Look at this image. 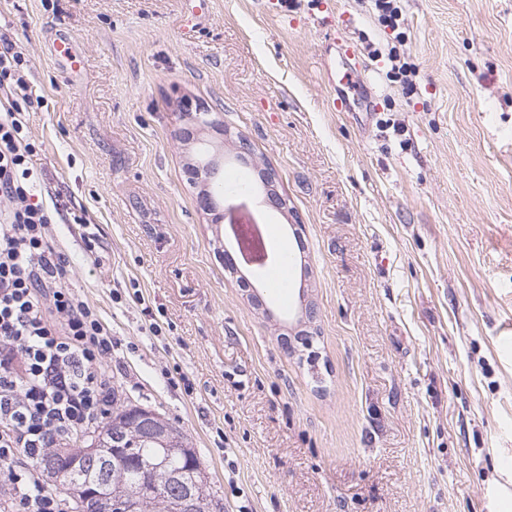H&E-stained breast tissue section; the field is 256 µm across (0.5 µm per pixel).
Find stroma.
Wrapping results in <instances>:
<instances>
[{
    "label": "stroma",
    "instance_id": "1",
    "mask_svg": "<svg viewBox=\"0 0 512 512\" xmlns=\"http://www.w3.org/2000/svg\"><path fill=\"white\" fill-rule=\"evenodd\" d=\"M398 5L394 31L369 0H0L44 97L36 198L86 219L53 226L67 284L224 512H512V0ZM348 67L370 94L336 112ZM187 102L222 125L200 136L225 177L276 172L287 295L227 268Z\"/></svg>",
    "mask_w": 512,
    "mask_h": 512
}]
</instances>
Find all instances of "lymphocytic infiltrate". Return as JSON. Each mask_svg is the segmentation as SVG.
<instances>
[{
    "mask_svg": "<svg viewBox=\"0 0 512 512\" xmlns=\"http://www.w3.org/2000/svg\"><path fill=\"white\" fill-rule=\"evenodd\" d=\"M15 43L0 41V484L11 512H64L40 469L112 403V336L65 284L54 215L33 202L36 147L24 114L38 97Z\"/></svg>",
    "mask_w": 512,
    "mask_h": 512,
    "instance_id": "f902f5d3",
    "label": "lymphocytic infiltrate"
}]
</instances>
